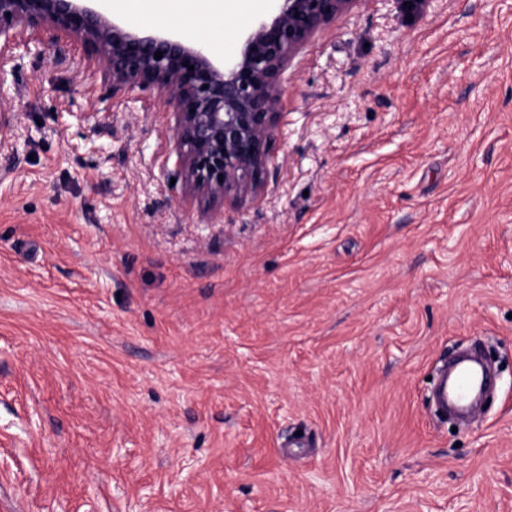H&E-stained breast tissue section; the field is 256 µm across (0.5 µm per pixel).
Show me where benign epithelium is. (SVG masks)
I'll list each match as a JSON object with an SVG mask.
<instances>
[{"instance_id":"7a95c632","label":"benign epithelium","mask_w":512,"mask_h":512,"mask_svg":"<svg viewBox=\"0 0 512 512\" xmlns=\"http://www.w3.org/2000/svg\"><path fill=\"white\" fill-rule=\"evenodd\" d=\"M275 2L274 15L258 21L219 65L206 44L124 27L87 0H0V57L28 30L79 39L112 95L152 86L173 109L175 174L187 192L209 203L238 201L256 195L266 173L288 64L355 0Z\"/></svg>"}]
</instances>
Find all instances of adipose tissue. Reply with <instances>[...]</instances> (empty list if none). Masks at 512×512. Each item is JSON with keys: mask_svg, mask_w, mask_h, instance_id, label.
Instances as JSON below:
<instances>
[{"mask_svg": "<svg viewBox=\"0 0 512 512\" xmlns=\"http://www.w3.org/2000/svg\"><path fill=\"white\" fill-rule=\"evenodd\" d=\"M129 16L140 19L144 14L156 17L176 15L191 18L192 28H218L226 14L247 11L252 0H113Z\"/></svg>", "mask_w": 512, "mask_h": 512, "instance_id": "obj_1", "label": "adipose tissue"}]
</instances>
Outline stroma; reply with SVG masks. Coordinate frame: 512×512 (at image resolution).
<instances>
[{
	"mask_svg": "<svg viewBox=\"0 0 512 512\" xmlns=\"http://www.w3.org/2000/svg\"><path fill=\"white\" fill-rule=\"evenodd\" d=\"M0 74V505L512 512V0H356L221 206L76 38ZM472 344L457 428L429 378Z\"/></svg>",
	"mask_w": 512,
	"mask_h": 512,
	"instance_id": "35a3bbf8",
	"label": "stroma"
}]
</instances>
